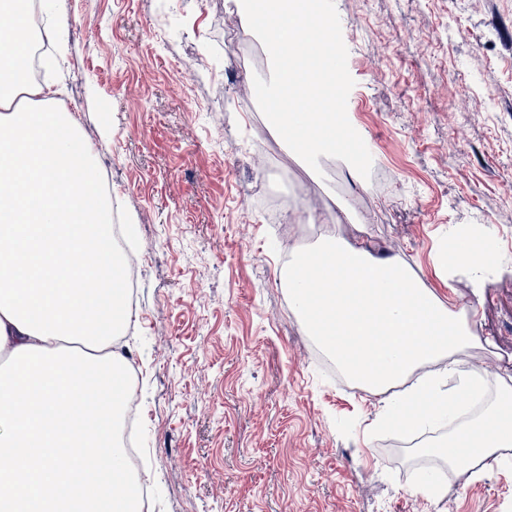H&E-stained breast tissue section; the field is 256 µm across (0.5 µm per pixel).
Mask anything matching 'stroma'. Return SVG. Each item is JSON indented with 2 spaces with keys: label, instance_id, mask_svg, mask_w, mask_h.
I'll list each match as a JSON object with an SVG mask.
<instances>
[{
  "label": "stroma",
  "instance_id": "obj_1",
  "mask_svg": "<svg viewBox=\"0 0 512 512\" xmlns=\"http://www.w3.org/2000/svg\"><path fill=\"white\" fill-rule=\"evenodd\" d=\"M371 176L312 170L239 88L268 52L230 45L236 0H44L41 55L79 118L142 269L121 351L137 369L151 512H512V463L474 478L375 420L289 305L288 232L321 225L402 260L469 311L462 355L492 404L512 376V0H335ZM497 261L474 289L436 256L463 229ZM434 479L439 496L419 492Z\"/></svg>",
  "mask_w": 512,
  "mask_h": 512
}]
</instances>
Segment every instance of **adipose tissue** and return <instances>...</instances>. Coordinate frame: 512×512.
<instances>
[{
  "instance_id": "1",
  "label": "adipose tissue",
  "mask_w": 512,
  "mask_h": 512,
  "mask_svg": "<svg viewBox=\"0 0 512 512\" xmlns=\"http://www.w3.org/2000/svg\"><path fill=\"white\" fill-rule=\"evenodd\" d=\"M25 0H0V512H140L114 415L125 361L106 349L126 319L112 220L79 124L53 107L52 84L28 79ZM288 294L320 348L386 398L383 426L415 432L456 420L458 395L481 393L459 356L474 344L464 312L423 288L402 262L326 241L293 250ZM438 362L457 395L425 373ZM457 422V420H456ZM462 471L512 453V381L479 417L427 444Z\"/></svg>"
}]
</instances>
